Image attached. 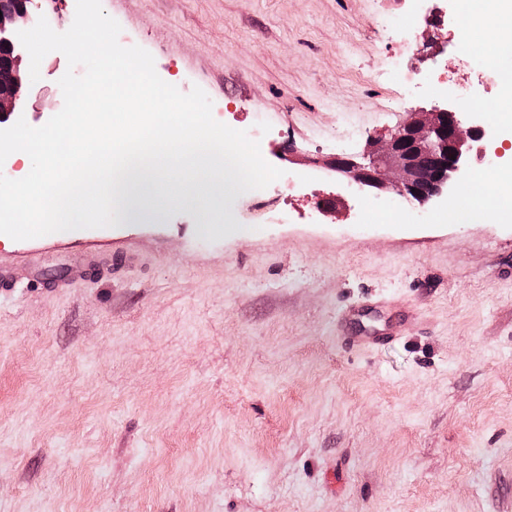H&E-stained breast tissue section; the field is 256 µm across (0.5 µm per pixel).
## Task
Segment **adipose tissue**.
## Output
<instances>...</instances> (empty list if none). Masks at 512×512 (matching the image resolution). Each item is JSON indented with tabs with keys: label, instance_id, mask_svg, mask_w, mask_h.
Returning <instances> with one entry per match:
<instances>
[{
	"label": "adipose tissue",
	"instance_id": "adipose-tissue-1",
	"mask_svg": "<svg viewBox=\"0 0 512 512\" xmlns=\"http://www.w3.org/2000/svg\"><path fill=\"white\" fill-rule=\"evenodd\" d=\"M496 189L486 193L477 188L469 193L459 195L449 209L438 210L435 214L437 223L444 224L452 220L475 221L485 213L493 214L497 221L512 223V160L503 159L495 174Z\"/></svg>",
	"mask_w": 512,
	"mask_h": 512
}]
</instances>
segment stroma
Wrapping results in <instances>:
<instances>
[{"label":"stroma","mask_w":512,"mask_h":512,"mask_svg":"<svg viewBox=\"0 0 512 512\" xmlns=\"http://www.w3.org/2000/svg\"><path fill=\"white\" fill-rule=\"evenodd\" d=\"M182 92L201 87L269 129L284 175L210 230L175 204L110 228L0 241V512H512V223L434 224L425 206L347 198L334 155L362 154L412 112L403 29L431 68L448 34L413 0H102ZM47 54L27 123L63 107ZM128 251L65 288L32 270ZM369 296L407 319L346 346L336 318Z\"/></svg>","instance_id":"stroma-1"}]
</instances>
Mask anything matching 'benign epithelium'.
<instances>
[{
    "label": "benign epithelium",
    "mask_w": 512,
    "mask_h": 512,
    "mask_svg": "<svg viewBox=\"0 0 512 512\" xmlns=\"http://www.w3.org/2000/svg\"><path fill=\"white\" fill-rule=\"evenodd\" d=\"M40 14L21 0L17 10L0 13V43L7 48L0 58V124L19 119L22 90L28 82L21 72L23 45L17 32L35 26ZM488 137L475 117L448 104L429 112H412L382 140L369 144L360 157L338 155L329 166L348 178L354 195L394 192L419 204L449 192L468 165L469 142Z\"/></svg>",
    "instance_id": "obj_1"
}]
</instances>
